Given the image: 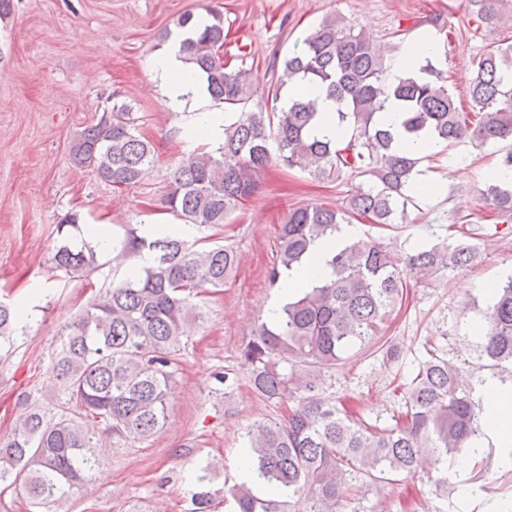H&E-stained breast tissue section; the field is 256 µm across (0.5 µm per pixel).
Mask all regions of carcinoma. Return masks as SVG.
<instances>
[{"instance_id":"obj_1","label":"carcinoma","mask_w":512,"mask_h":512,"mask_svg":"<svg viewBox=\"0 0 512 512\" xmlns=\"http://www.w3.org/2000/svg\"><path fill=\"white\" fill-rule=\"evenodd\" d=\"M469 15L486 25L504 18L505 0H466ZM199 26L191 13L176 26L191 33L180 43L184 59L201 71L210 96L224 105V141L219 155L201 151L176 167L162 204L187 224L215 227L258 189L257 174L272 161L309 169L322 180L345 174L365 177L367 186L337 210L307 204L288 213L282 225L278 262L270 272L302 263L314 243L339 231L352 217L390 226L406 221L413 204L414 170L421 162L399 151L393 134L377 119L389 99L398 102L405 134L425 132L451 144L472 138L483 145L512 144V43L493 41L473 61L468 112L448 91L447 78L431 61L393 83L386 82L388 57L372 36L339 16H326L303 40L297 54L274 59L264 94L270 108L248 109L260 78L253 69H231L220 54L224 15L209 12ZM327 87L338 103L342 140L313 133L317 112L306 91ZM299 94L282 99L285 88ZM139 118L115 102L85 127L70 147L72 161L115 187L141 183L154 161L155 146L138 131ZM471 198L512 219V185L486 180ZM77 217L57 227L56 267L75 276L97 269V253L73 248L64 235ZM444 240L404 254L383 242L361 241L335 252L333 276L285 304L278 321L259 323L241 350L253 391L275 404L290 402L285 422L256 423L247 432L248 462L267 493L260 496L243 481L224 490L236 512H343L354 482L392 483L416 473L424 448L440 455L470 445L480 433L481 408L458 392L460 368L426 344L427 358L414 377L396 386L405 411L386 427L370 425L316 392L312 369L334 368L355 344H377L380 330L403 301L412 274L462 271L477 260L472 236L458 229ZM149 251L154 262L99 293L68 327L51 365V384L65 395L64 409L47 420L38 400L27 398L11 434L0 440V482L20 484L34 508L82 490L99 464L101 439L85 433L81 416L103 424L102 435L143 440L167 420L170 368L181 350V336L197 315L193 299L201 290L222 288L236 268L234 248H197L175 233L149 239L135 229L112 245V263L123 266ZM18 317L0 303V337ZM480 358L512 377V276L494 287L483 312ZM209 474L199 477L192 512H211Z\"/></svg>"}]
</instances>
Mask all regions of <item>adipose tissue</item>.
<instances>
[{"instance_id":"obj_1","label":"adipose tissue","mask_w":512,"mask_h":512,"mask_svg":"<svg viewBox=\"0 0 512 512\" xmlns=\"http://www.w3.org/2000/svg\"><path fill=\"white\" fill-rule=\"evenodd\" d=\"M163 88L168 108L177 121H188L194 133L206 140L224 136V119L210 107L207 84L192 65L186 63L178 48L161 54L154 68ZM357 228L342 225L332 237L316 242L308 258L300 265L281 272L280 297L288 301L303 290L313 288L332 275L328 260L333 252L354 241ZM482 419L492 441L501 448L512 447V384L494 378L482 384Z\"/></svg>"}]
</instances>
